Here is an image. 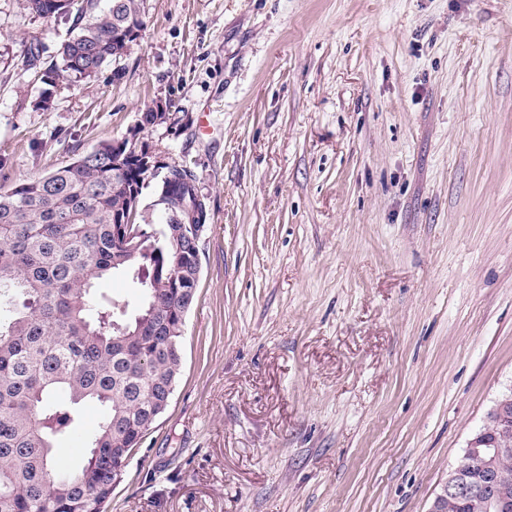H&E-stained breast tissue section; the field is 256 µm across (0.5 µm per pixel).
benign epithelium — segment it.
<instances>
[{
    "mask_svg": "<svg viewBox=\"0 0 512 512\" xmlns=\"http://www.w3.org/2000/svg\"><path fill=\"white\" fill-rule=\"evenodd\" d=\"M483 428L493 430L498 438L489 440L485 433H475L468 441L464 460L448 472V479L435 497L429 512H448V507L462 499L479 504L484 512H498L501 496L499 463L512 450V395L499 397L487 414Z\"/></svg>",
    "mask_w": 512,
    "mask_h": 512,
    "instance_id": "benign-epithelium-1",
    "label": "benign epithelium"
}]
</instances>
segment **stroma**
<instances>
[{
  "instance_id": "stroma-1",
  "label": "stroma",
  "mask_w": 512,
  "mask_h": 512,
  "mask_svg": "<svg viewBox=\"0 0 512 512\" xmlns=\"http://www.w3.org/2000/svg\"><path fill=\"white\" fill-rule=\"evenodd\" d=\"M89 81L0 0V187L137 126L210 220L172 399L106 512H429L512 390V0H143Z\"/></svg>"
}]
</instances>
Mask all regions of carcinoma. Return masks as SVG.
I'll return each instance as SVG.
<instances>
[{
    "instance_id": "obj_1",
    "label": "carcinoma",
    "mask_w": 512,
    "mask_h": 512,
    "mask_svg": "<svg viewBox=\"0 0 512 512\" xmlns=\"http://www.w3.org/2000/svg\"><path fill=\"white\" fill-rule=\"evenodd\" d=\"M44 20L71 22L58 61L42 70L36 104L49 109L63 80L94 77L144 30L143 0H23ZM110 142L69 164L0 191V512H105L115 449L134 446L148 409L170 400L181 372L185 313L196 293L197 238L180 224L198 192L194 172L112 174ZM157 180L165 223L150 224L131 189ZM131 225V249L120 234ZM124 275L142 292L134 318L96 285ZM102 411L81 433L80 410ZM77 438L74 469L54 448ZM502 489L512 512V456L502 461Z\"/></svg>"
}]
</instances>
